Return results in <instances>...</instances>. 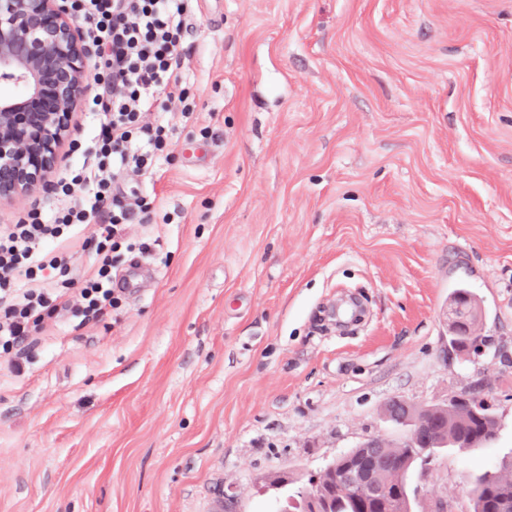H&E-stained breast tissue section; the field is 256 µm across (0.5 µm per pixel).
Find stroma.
Listing matches in <instances>:
<instances>
[{"label":"stroma","mask_w":512,"mask_h":512,"mask_svg":"<svg viewBox=\"0 0 512 512\" xmlns=\"http://www.w3.org/2000/svg\"><path fill=\"white\" fill-rule=\"evenodd\" d=\"M183 54L195 114L148 112L175 144L121 182L156 200L118 306L0 363V512H282L268 476L480 382L495 439L409 475L415 512H470L512 457V0H199ZM451 310H454L458 318L449 324L448 342L451 349L461 353L473 348L480 352L488 343L483 336H474L480 309L468 288H456L452 293Z\"/></svg>","instance_id":"obj_1"}]
</instances>
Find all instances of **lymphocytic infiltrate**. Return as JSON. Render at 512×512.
<instances>
[{"instance_id": "obj_1", "label": "lymphocytic infiltrate", "mask_w": 512, "mask_h": 512, "mask_svg": "<svg viewBox=\"0 0 512 512\" xmlns=\"http://www.w3.org/2000/svg\"><path fill=\"white\" fill-rule=\"evenodd\" d=\"M195 0H67L94 47L95 93L90 139H73V162L55 187L58 203L31 206L0 226V355L17 364L48 322L72 311L84 321L114 306L113 254L126 224L148 215L150 195L125 199L124 173H146L173 146V128L144 121L161 100L179 103L183 118L196 106L179 52ZM92 234L84 229L91 221ZM91 257L74 276L76 254Z\"/></svg>"}]
</instances>
